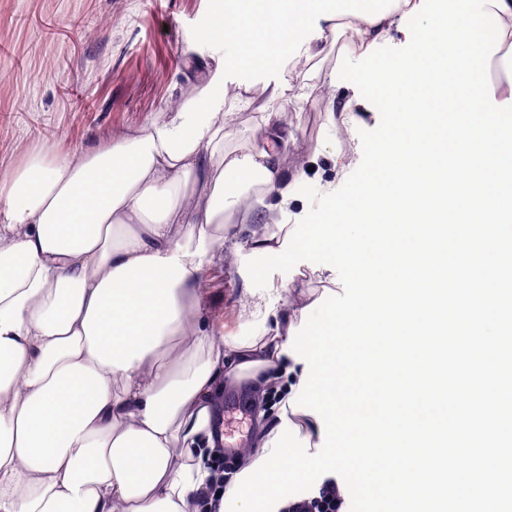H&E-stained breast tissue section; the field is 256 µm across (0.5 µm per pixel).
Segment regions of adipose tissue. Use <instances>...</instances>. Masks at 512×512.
I'll use <instances>...</instances> for the list:
<instances>
[{"label":"adipose tissue","instance_id":"ef3b65f1","mask_svg":"<svg viewBox=\"0 0 512 512\" xmlns=\"http://www.w3.org/2000/svg\"><path fill=\"white\" fill-rule=\"evenodd\" d=\"M202 41L222 48L197 96L77 158L32 153L0 202V512H196L212 481L219 399L245 379L296 390L289 329L315 301L268 309L248 295L255 343L216 336L201 281L223 255L210 227L262 215L309 178L286 174L287 112L306 100L285 75L293 51L336 34V0H218ZM420 0H357L358 50L386 42ZM276 71L247 148L231 134L224 77ZM325 118L355 131L364 99L341 68L323 73Z\"/></svg>","mask_w":512,"mask_h":512}]
</instances>
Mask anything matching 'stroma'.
<instances>
[{"label":"stroma","instance_id":"stroma-1","mask_svg":"<svg viewBox=\"0 0 512 512\" xmlns=\"http://www.w3.org/2000/svg\"><path fill=\"white\" fill-rule=\"evenodd\" d=\"M215 8V0H0V174L23 166L35 151L51 157L95 151L128 129L149 125L169 103L193 98L216 66V53L199 38ZM352 23L351 15H340L335 39L314 42L313 57H297L288 67L292 83L351 56ZM274 77L271 71L244 75L256 104ZM226 88L232 144L248 145L260 123L256 104L241 107L234 83ZM325 106L320 90L303 108L290 110L296 143L284 154L283 168L293 172L325 145L312 184L337 187L334 156L345 154L358 167L360 137L326 126ZM226 222L235 238L222 248L224 285L205 292L219 334L238 328L239 271L257 227L239 214ZM222 403L246 405L253 414L265 410L263 422L250 425L249 443L257 442L261 424L278 422V400L254 396L248 387L227 390Z\"/></svg>","mask_w":512,"mask_h":512}]
</instances>
